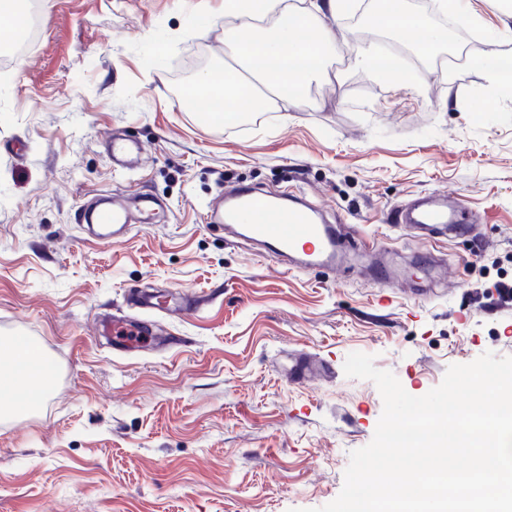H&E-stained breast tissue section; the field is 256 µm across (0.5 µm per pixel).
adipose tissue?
<instances>
[{
  "label": "adipose tissue",
  "mask_w": 512,
  "mask_h": 512,
  "mask_svg": "<svg viewBox=\"0 0 512 512\" xmlns=\"http://www.w3.org/2000/svg\"><path fill=\"white\" fill-rule=\"evenodd\" d=\"M346 0H224L233 25L224 30L232 64L223 83L206 74L186 91L189 100L221 92L225 101L247 96L251 108L290 111L303 88L323 74L336 35L330 22L345 11ZM52 369L38 347L22 339L0 340V412L32 410L46 394Z\"/></svg>",
  "instance_id": "1"
}]
</instances>
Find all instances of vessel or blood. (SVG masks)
Listing matches in <instances>:
<instances>
[{
    "label": "vessel or blood",
    "mask_w": 512,
    "mask_h": 512,
    "mask_svg": "<svg viewBox=\"0 0 512 512\" xmlns=\"http://www.w3.org/2000/svg\"><path fill=\"white\" fill-rule=\"evenodd\" d=\"M464 205L459 197L425 196L408 210L399 211L396 221L423 233L471 231L464 222ZM106 239L120 242L131 227L129 213L121 199L96 215ZM224 223L244 240L260 242L272 252L294 259V266L333 268L342 257V243L334 225L317 223L306 207L284 206L267 195L247 188L224 200ZM113 349L129 353L159 343L157 333L143 322L114 321L111 326Z\"/></svg>",
    "instance_id": "b4317fda"
}]
</instances>
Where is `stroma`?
I'll use <instances>...</instances> for the list:
<instances>
[{
  "label": "stroma",
  "instance_id": "1",
  "mask_svg": "<svg viewBox=\"0 0 512 512\" xmlns=\"http://www.w3.org/2000/svg\"><path fill=\"white\" fill-rule=\"evenodd\" d=\"M464 8L450 57L408 66L406 89L355 64L359 44L416 47L360 0L291 112L260 119L242 98L222 124L173 93L197 63L223 69L224 0H39L35 41L0 66V338H32L58 373L33 415L0 417V512H315L383 409L372 381L345 375L350 353L414 396L450 365L512 356V298L496 289L512 286V95L480 68L512 55V9ZM111 133L143 159L112 165ZM236 186L304 197L380 248L287 271L211 218ZM111 192L156 203L117 244L76 220ZM435 193L460 196L475 233L422 244L392 223ZM379 264L395 280L375 281ZM143 288L160 310L130 305ZM170 289L206 302L166 313ZM115 314L178 342L113 353L96 329ZM298 352L319 362L302 386L288 382Z\"/></svg>",
  "mask_w": 512,
  "mask_h": 512
}]
</instances>
